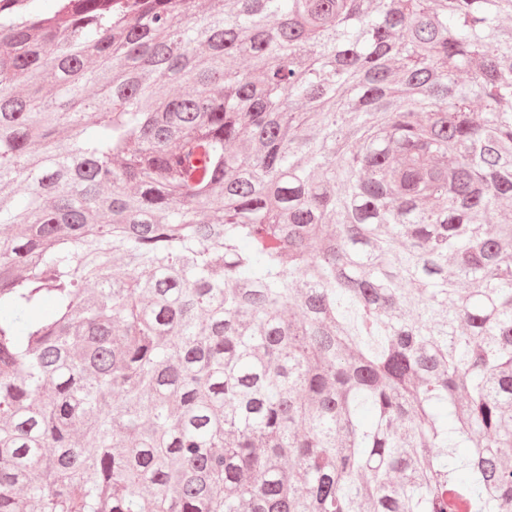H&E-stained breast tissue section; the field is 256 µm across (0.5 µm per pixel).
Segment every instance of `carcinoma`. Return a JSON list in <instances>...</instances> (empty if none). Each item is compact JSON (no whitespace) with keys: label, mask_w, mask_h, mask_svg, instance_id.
<instances>
[{"label":"carcinoma","mask_w":512,"mask_h":512,"mask_svg":"<svg viewBox=\"0 0 512 512\" xmlns=\"http://www.w3.org/2000/svg\"><path fill=\"white\" fill-rule=\"evenodd\" d=\"M0 0V512H512V0Z\"/></svg>","instance_id":"cac0c4a2"}]
</instances>
